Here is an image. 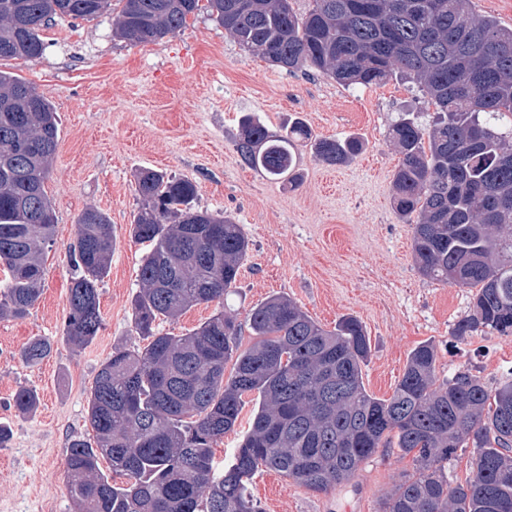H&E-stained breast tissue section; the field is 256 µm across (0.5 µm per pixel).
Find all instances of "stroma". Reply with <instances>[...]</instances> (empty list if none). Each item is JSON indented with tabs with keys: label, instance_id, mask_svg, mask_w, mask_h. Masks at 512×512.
Here are the masks:
<instances>
[{
	"label": "stroma",
	"instance_id": "35a3bbf8",
	"mask_svg": "<svg viewBox=\"0 0 512 512\" xmlns=\"http://www.w3.org/2000/svg\"><path fill=\"white\" fill-rule=\"evenodd\" d=\"M45 51L0 70L34 85L59 117V141L45 190L57 223L44 264V289L22 318L0 315V512H73L65 475L68 445L92 437L88 397L113 347H143L132 324L145 248L129 235L140 207L135 176L152 168L197 185L195 206L232 217L249 249L229 310L245 321L269 295L296 301L324 327L357 317L371 341L362 368L370 394L389 397L409 353L438 352L437 375L470 372L487 386L512 376V335L453 334L470 311L472 289L432 282L417 271L412 229L394 212L392 177L400 162L389 142L404 112L428 122L433 112L414 83L391 79L344 87L312 70L293 73L242 50L206 12L180 32L148 44L113 39L112 18L55 20ZM270 129L302 118L320 138L353 136L363 151L330 166L303 148L300 183L268 179L236 150L243 115ZM97 207L112 223V263L99 284L104 326L84 348L64 336L68 288L76 275L77 218ZM35 337L52 351L28 365L19 352ZM37 392L30 415L16 412L19 388ZM411 468L392 451L369 459L356 478L315 494L278 473L249 486L262 512H380L381 499Z\"/></svg>",
	"mask_w": 512,
	"mask_h": 512
}]
</instances>
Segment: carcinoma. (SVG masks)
<instances>
[{
	"mask_svg": "<svg viewBox=\"0 0 512 512\" xmlns=\"http://www.w3.org/2000/svg\"><path fill=\"white\" fill-rule=\"evenodd\" d=\"M0 0V61L40 57L54 18L112 11V33L154 42L204 9L243 50L294 72L318 71L350 87L393 77L415 83L435 111L422 125L404 115L390 136L402 155L393 174L396 213L412 225L419 273L478 288L454 328L512 335V28L473 15L469 0H313L300 17L291 0ZM241 160L271 180L297 181L299 150L341 165L363 149L355 137L317 138L296 117L278 131L242 117ZM51 102L0 70V314L25 316L38 300L56 216L44 188L58 142ZM131 238L146 246L132 323L141 349L114 347L88 399L90 439L69 444L66 485L74 512H260L248 485L274 471L313 493L350 483L390 448L412 456L383 512H512V378L488 387L467 372L444 380L430 342L407 358L392 395L367 392L371 343L359 319L323 328L292 299L273 294L244 324L224 312L248 241L229 216L194 208L197 186L144 169ZM65 333L89 345L103 327L98 285L113 251L112 224L89 207L77 219ZM216 306L197 328L171 336L158 322ZM46 339L20 351L50 354ZM231 372H226L227 365ZM253 403L232 462L218 472L214 448ZM18 413L37 393L21 387ZM472 449L465 482L449 479L458 449ZM107 460L110 473L100 467Z\"/></svg>",
	"mask_w": 512,
	"mask_h": 512,
	"instance_id": "obj_1",
	"label": "carcinoma"
}]
</instances>
